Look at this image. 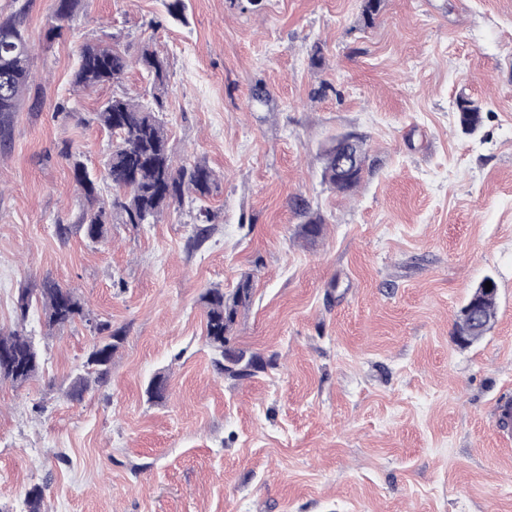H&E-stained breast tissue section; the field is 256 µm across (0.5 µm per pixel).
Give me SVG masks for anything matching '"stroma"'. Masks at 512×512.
<instances>
[{"mask_svg":"<svg viewBox=\"0 0 512 512\" xmlns=\"http://www.w3.org/2000/svg\"><path fill=\"white\" fill-rule=\"evenodd\" d=\"M185 2L186 23L154 30L164 0H89L54 41L55 0L24 18L40 106L21 105L0 148V329L24 327L45 364L0 383V512H27L36 485L49 512H512L497 413L512 402V0H383L370 27L361 0ZM113 42L166 57L172 153L219 186L93 242L71 162L102 172L113 138L96 112L153 93L135 68L74 87L80 47ZM462 95L487 109L473 134ZM344 133L368 155L346 197L322 180ZM307 211L327 220L312 242ZM246 275L231 342L270 365L232 380L200 297ZM487 277L496 322L458 346V311ZM48 278L88 320L51 330L40 305L20 313L19 291ZM100 321L122 341L71 398Z\"/></svg>","mask_w":512,"mask_h":512,"instance_id":"35a3bbf8","label":"stroma"}]
</instances>
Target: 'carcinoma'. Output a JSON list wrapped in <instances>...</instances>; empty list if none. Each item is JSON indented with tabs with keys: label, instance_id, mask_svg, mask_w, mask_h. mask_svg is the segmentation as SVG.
Instances as JSON below:
<instances>
[{
	"label": "carcinoma",
	"instance_id": "1",
	"mask_svg": "<svg viewBox=\"0 0 512 512\" xmlns=\"http://www.w3.org/2000/svg\"><path fill=\"white\" fill-rule=\"evenodd\" d=\"M81 4L82 0H56L55 17L59 24L47 31L48 39L63 37L65 29L61 22L70 18ZM26 11L24 5L9 15H0V141L3 143L10 138L14 112L19 110L35 82L31 46L23 28ZM137 62L152 80L157 93L148 101L125 94L114 95L96 113L97 122L118 137L104 163L101 177H94L77 159L72 163L73 177L82 195L78 223L85 226L87 236L93 241L106 237L107 225L115 218L122 224H156L164 212L183 207L185 199H206L217 184L215 172L204 161L175 163L163 119L166 58L145 45ZM129 63L126 51L117 45L85 44L79 51L73 85L89 88L114 83L125 73ZM462 102L465 107L459 111L460 125L465 131L473 132L482 124L483 116L471 111L468 99L464 98ZM324 159L323 181L340 195L353 193L363 178L365 162H360L348 179L339 180L336 178V146L331 144L325 149ZM100 180L112 186V196L106 198L100 194ZM324 224L326 220L322 215L309 214L301 226V233L304 238L314 240L323 233ZM251 292V280L247 278L231 294L213 287L202 295L206 336L217 353L224 354V345L230 342L239 310L250 300ZM496 295L495 291L481 295L475 316L460 311L454 335L471 344L486 334L496 318ZM34 302L42 306L45 324L50 329L85 317L83 305L73 291L52 280L44 281L43 288L35 296L21 295V318H26ZM93 330L101 334V338L90 353L88 365L94 368L96 380L100 381L107 373L121 337L110 331L107 323L99 322ZM2 352L10 355L13 365L0 362V381L21 384L39 373L41 352L35 339L25 331L16 329L6 333L0 330ZM249 362L251 370L243 374L226 372L222 365L219 370L228 378L245 379L265 369V362L253 354L249 355ZM26 504L28 512H46L41 487L35 486L27 492Z\"/></svg>",
	"mask_w": 512,
	"mask_h": 512
}]
</instances>
